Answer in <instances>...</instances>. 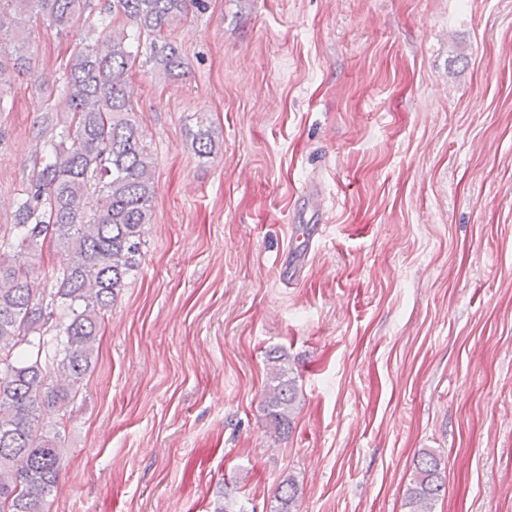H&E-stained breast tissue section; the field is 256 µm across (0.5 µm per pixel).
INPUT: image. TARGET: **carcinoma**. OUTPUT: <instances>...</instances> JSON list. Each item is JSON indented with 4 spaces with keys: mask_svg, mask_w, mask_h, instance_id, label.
I'll return each instance as SVG.
<instances>
[{
    "mask_svg": "<svg viewBox=\"0 0 512 512\" xmlns=\"http://www.w3.org/2000/svg\"><path fill=\"white\" fill-rule=\"evenodd\" d=\"M204 0H112L96 21L88 0H0V112L3 87L28 62L26 43L3 36L46 19L60 32L78 24L106 29L65 65L69 111L47 116L52 133L35 144L43 162L20 190L15 223L0 235V512H50L62 470L61 431L82 394L112 305L139 269L155 196V161L133 119V82L140 37L152 38L157 76L183 68L166 39L172 24ZM189 133L200 157L217 154L200 119ZM67 253L41 286L31 262L45 242ZM298 388L288 355L266 356L263 412L281 438L292 429ZM58 420L42 422L45 409ZM445 489L439 455L422 453L406 491L408 512H435ZM270 512H298L292 480L281 483Z\"/></svg>",
    "mask_w": 512,
    "mask_h": 512,
    "instance_id": "1",
    "label": "carcinoma"
}]
</instances>
